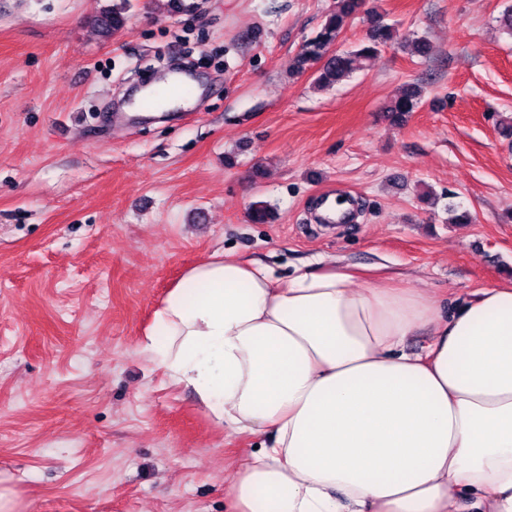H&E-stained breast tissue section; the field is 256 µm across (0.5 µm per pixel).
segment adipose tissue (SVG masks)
<instances>
[{
	"instance_id": "adipose-tissue-1",
	"label": "adipose tissue",
	"mask_w": 512,
	"mask_h": 512,
	"mask_svg": "<svg viewBox=\"0 0 512 512\" xmlns=\"http://www.w3.org/2000/svg\"><path fill=\"white\" fill-rule=\"evenodd\" d=\"M359 278L217 251L155 311L153 363L228 435L269 438L228 472L234 512H512V283L446 309Z\"/></svg>"
}]
</instances>
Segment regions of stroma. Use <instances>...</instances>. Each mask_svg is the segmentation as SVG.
<instances>
[{
  "label": "stroma",
  "mask_w": 512,
  "mask_h": 512,
  "mask_svg": "<svg viewBox=\"0 0 512 512\" xmlns=\"http://www.w3.org/2000/svg\"><path fill=\"white\" fill-rule=\"evenodd\" d=\"M363 2L338 49L376 13L394 40L320 90L290 64L333 0H0V472L22 512H229L224 468L263 436L225 437L141 346L215 251L280 278L364 266L446 305L512 281V0ZM183 58L200 94L144 120L130 88ZM409 83L424 98L393 119ZM324 190L353 221H316ZM123 10L122 6L113 5L112 8L104 9L91 24L99 35L108 37L124 26Z\"/></svg>",
  "instance_id": "1"
}]
</instances>
